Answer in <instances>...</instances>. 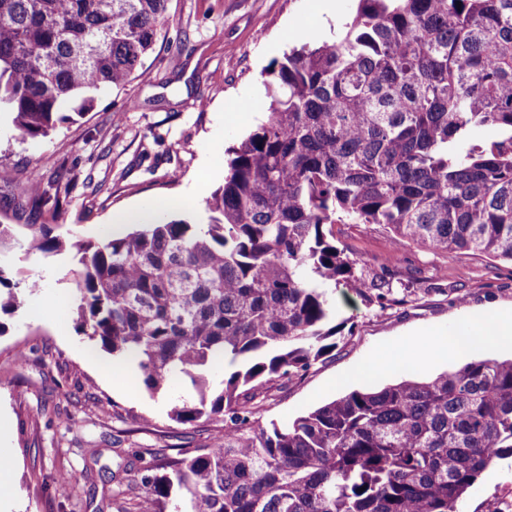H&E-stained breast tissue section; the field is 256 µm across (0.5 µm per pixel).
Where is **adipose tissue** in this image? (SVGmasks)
Returning <instances> with one entry per match:
<instances>
[{
    "instance_id": "adipose-tissue-1",
    "label": "adipose tissue",
    "mask_w": 512,
    "mask_h": 512,
    "mask_svg": "<svg viewBox=\"0 0 512 512\" xmlns=\"http://www.w3.org/2000/svg\"><path fill=\"white\" fill-rule=\"evenodd\" d=\"M478 343L491 348H512V312L502 313L485 323L478 333L466 331L456 336L430 340L422 359L430 363L445 357L459 356Z\"/></svg>"
}]
</instances>
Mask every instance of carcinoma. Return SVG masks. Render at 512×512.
Listing matches in <instances>:
<instances>
[{"label":"carcinoma","instance_id":"carcinoma-1","mask_svg":"<svg viewBox=\"0 0 512 512\" xmlns=\"http://www.w3.org/2000/svg\"><path fill=\"white\" fill-rule=\"evenodd\" d=\"M170 0H0V118L46 137L103 87L146 73ZM340 36L312 39L263 72L265 119L233 149L203 219L134 225L97 243L37 219L58 209L62 177L5 182L0 313L33 292L20 262L71 249L76 324L145 388L174 375L198 397L171 418L224 423L223 437L173 455L144 448L139 478L112 473L119 512H459L512 454V358L477 359L430 378L352 390L263 427L257 398L336 347L320 285L369 301L328 224H383L398 243L512 263V0H355ZM500 139L462 148L469 132ZM231 371L213 385L208 370ZM83 475L57 478L70 496Z\"/></svg>","mask_w":512,"mask_h":512}]
</instances>
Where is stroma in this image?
Here are the masks:
<instances>
[{
    "mask_svg": "<svg viewBox=\"0 0 512 512\" xmlns=\"http://www.w3.org/2000/svg\"><path fill=\"white\" fill-rule=\"evenodd\" d=\"M170 0L166 35L147 60L148 70L122 89L97 91L87 109L64 106L70 121L49 136L22 137L0 122V174L23 181L30 172L62 173L70 192L41 218L87 239L105 235L113 215L150 204L181 202L192 220L222 186L227 151L255 129L269 101L262 73L272 60L315 37L332 36L355 10L353 0ZM341 246L367 281L394 276V298L366 302L337 296L342 331L336 348L305 376L269 384L260 423L292 420L341 395L335 382L374 389L400 380L406 370L431 377L456 367L453 359L421 363L416 337L437 338L472 329L512 311V263L482 255L433 254L395 247L379 224H336ZM40 300L71 292L82 270L74 251L32 258ZM396 352L392 367L356 378L381 352ZM96 361H89V352ZM75 320L58 332L46 316L21 302L0 314V413L9 423L6 446L19 512H116L111 473L138 448H166L214 440L222 424L180 423L169 413L195 390L177 380L150 393L139 370L110 379ZM83 474L79 496L59 495L54 481ZM512 503V457L497 460L463 496L459 512H502Z\"/></svg>",
    "mask_w": 512,
    "mask_h": 512,
    "instance_id": "35a3bbf8",
    "label": "stroma"
}]
</instances>
